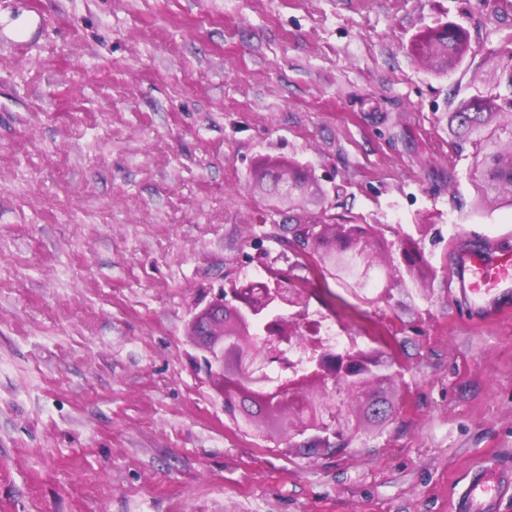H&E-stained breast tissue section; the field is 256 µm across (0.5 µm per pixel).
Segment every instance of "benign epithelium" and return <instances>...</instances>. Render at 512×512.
Here are the masks:
<instances>
[{
  "instance_id": "7a95c632",
  "label": "benign epithelium",
  "mask_w": 512,
  "mask_h": 512,
  "mask_svg": "<svg viewBox=\"0 0 512 512\" xmlns=\"http://www.w3.org/2000/svg\"><path fill=\"white\" fill-rule=\"evenodd\" d=\"M464 40L462 31L443 24L429 30L415 51L426 57H448V43L458 52ZM279 185L278 199L287 202L302 197L313 178L299 168H288L272 175ZM316 230V225L301 226L297 248L314 264L340 263L349 252L363 258L365 267L374 266L371 256L359 249L366 229L359 225ZM306 291L297 279L280 278L272 283L256 285L244 278L221 293L218 303L195 321V327L216 337L210 348L211 362L225 367L230 363L233 373L214 381L216 391L224 397L225 409L234 411L232 398L239 396L262 407L276 418L288 437L308 436L307 444L336 450L330 438L340 435L349 425L348 414L336 408L337 388L355 395L381 379L375 368L377 358L369 352L350 347L341 353L322 336L310 329L306 317ZM295 350L304 359L298 371L288 369L285 353ZM278 365L288 371L283 382L271 384L267 370Z\"/></svg>"
}]
</instances>
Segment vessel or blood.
Here are the masks:
<instances>
[{
  "label": "vessel or blood",
  "instance_id": "1",
  "mask_svg": "<svg viewBox=\"0 0 512 512\" xmlns=\"http://www.w3.org/2000/svg\"><path fill=\"white\" fill-rule=\"evenodd\" d=\"M453 276L469 308L493 309L500 296L512 293V249H460ZM511 481V473L494 466L477 471L460 498V512H493Z\"/></svg>",
  "mask_w": 512,
  "mask_h": 512
}]
</instances>
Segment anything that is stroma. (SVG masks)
I'll return each instance as SVG.
<instances>
[{"mask_svg": "<svg viewBox=\"0 0 512 512\" xmlns=\"http://www.w3.org/2000/svg\"><path fill=\"white\" fill-rule=\"evenodd\" d=\"M444 23L464 55L417 56ZM510 50L512 0H0V512H455L512 465V303L479 320L452 276L512 246L452 121L512 97ZM272 163L322 196L275 207ZM314 221L370 229L392 339L333 452L238 426L193 328L285 274L359 338L292 246Z\"/></svg>", "mask_w": 512, "mask_h": 512, "instance_id": "obj_1", "label": "stroma"}]
</instances>
